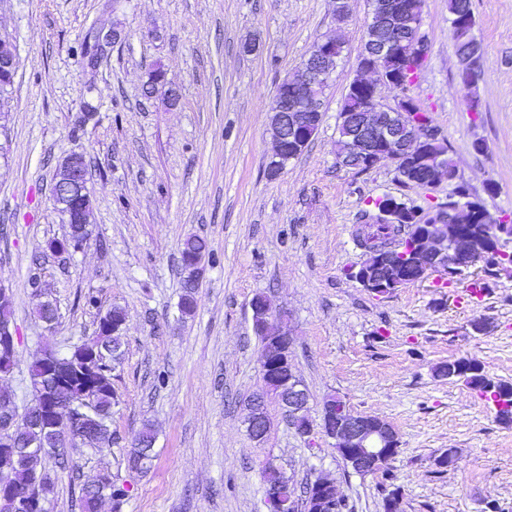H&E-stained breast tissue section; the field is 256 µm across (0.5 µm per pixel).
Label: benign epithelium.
<instances>
[{
	"label": "benign epithelium",
	"instance_id": "7a95c632",
	"mask_svg": "<svg viewBox=\"0 0 512 512\" xmlns=\"http://www.w3.org/2000/svg\"><path fill=\"white\" fill-rule=\"evenodd\" d=\"M422 18L410 13L400 0H377L369 13L366 27L372 33V43L368 59L363 64L365 76L359 78L357 86L371 92V104L361 112L343 114L344 127L349 132V155L342 160L348 167L373 169L381 164H392L400 171L403 167H412L413 161L425 154L426 137L417 124L397 119L400 107L385 106L379 101V87L396 85L397 78L375 65L377 59H391L403 62L408 48L416 49L419 55L428 53L426 36L422 30ZM127 34L114 28L104 31L96 29L85 40L86 62L92 67L97 64L101 53L107 48L121 44ZM343 43L334 37L325 38L313 53L305 58L299 75L288 83V106H278L274 115L272 139L275 151L270 167L276 172L285 169L287 163L305 150L312 140L311 131L316 126L318 105L315 90L331 78L341 62L340 48ZM61 166L68 170L69 180L80 187L88 183L89 169L81 164L80 154L66 156ZM453 181L448 170L438 161H431L423 176L427 184L441 178ZM455 240L438 230V221L434 218L424 224H417L415 243L422 247L414 249L405 256L404 266L411 267L423 263L430 270L448 274V279L465 276L479 261L477 255L466 242L471 240L470 225L454 219ZM366 259L353 272L355 280L368 287L372 293L383 296L391 293L397 285L382 279L369 277L368 264H388L395 256L377 248L365 251ZM253 327L267 337L261 357V389L247 399L249 416L246 420L250 436L260 442L266 437L270 424L265 412L268 398L275 399L288 415V421L299 432H311L307 417L309 394L301 378L293 371L289 363V348L292 338L288 330L270 331V322L275 317L272 303L269 301H251ZM18 337L10 323L0 324V363L14 362L17 358ZM9 400L0 401V428L7 429L17 423L15 415V396L8 391H0V396ZM322 433L336 440V449L347 467L359 475H373L389 466L398 454L399 441L395 434L380 432L375 416L360 414L350 409L336 406L335 396L330 395L323 401L320 423ZM335 488V484L326 479L310 483L304 502L315 512L316 504L321 501L320 491ZM266 492L276 512H298L299 501L293 485L279 473L277 482L266 486Z\"/></svg>",
	"mask_w": 512,
	"mask_h": 512
}]
</instances>
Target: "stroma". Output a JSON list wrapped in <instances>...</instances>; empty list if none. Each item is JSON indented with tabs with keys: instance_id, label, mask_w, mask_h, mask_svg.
I'll use <instances>...</instances> for the list:
<instances>
[{
	"instance_id": "1",
	"label": "stroma",
	"mask_w": 512,
	"mask_h": 512,
	"mask_svg": "<svg viewBox=\"0 0 512 512\" xmlns=\"http://www.w3.org/2000/svg\"><path fill=\"white\" fill-rule=\"evenodd\" d=\"M484 66L471 87L458 78L448 0H425L429 42L408 90L382 86L380 101L412 97L448 139L458 179L494 217L512 215V0H470ZM367 0L337 22L333 0H0V35L18 62L9 150L0 158V279L11 289L22 362L0 388L30 398L25 366L44 346L66 349L92 335L102 308L126 311L125 357L113 386L116 441L100 456L71 449L91 476L107 467L128 490L122 512H270L260 469L283 468L294 485L334 479L349 512H385L379 475L346 468L320 430L299 434L277 402L262 442L248 435L244 400L261 384V344L249 303L268 295L293 334L292 361L309 418L340 396L389 422L400 447L390 468L401 512H512V427L463 383L437 375L468 357L512 383V264H477L485 285L428 273L378 296L351 275L370 199L390 195L426 210L455 201L454 184L406 185L394 166L367 172L336 162L344 95L359 73ZM123 29L96 70L77 47L92 26ZM337 36L344 56L323 98L308 148L269 177L270 105L314 40ZM162 67L178 101L142 95ZM95 120L77 122L83 99ZM483 140L475 151L474 140ZM94 161L92 235L73 255L47 244L67 226L50 202L57 165L72 152ZM206 240L210 260L193 316L181 317L180 249ZM55 301L46 329L33 314L30 274ZM482 320L485 333L470 324ZM157 441L145 473L128 470L133 434ZM455 450L456 463L439 456Z\"/></svg>"
}]
</instances>
